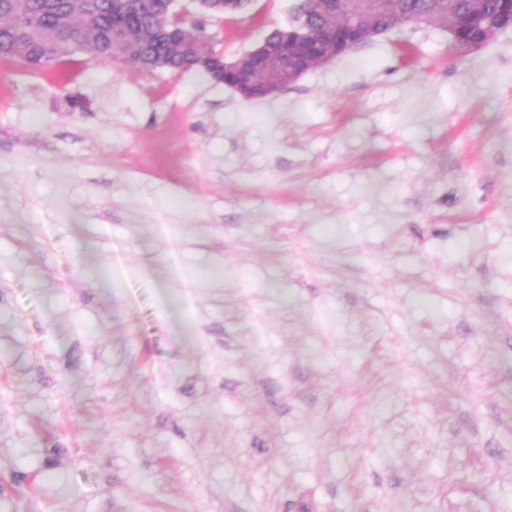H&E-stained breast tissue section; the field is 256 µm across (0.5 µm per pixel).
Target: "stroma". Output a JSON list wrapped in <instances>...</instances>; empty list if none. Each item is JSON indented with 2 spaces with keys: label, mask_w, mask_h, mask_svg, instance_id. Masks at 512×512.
<instances>
[{
  "label": "stroma",
  "mask_w": 512,
  "mask_h": 512,
  "mask_svg": "<svg viewBox=\"0 0 512 512\" xmlns=\"http://www.w3.org/2000/svg\"><path fill=\"white\" fill-rule=\"evenodd\" d=\"M0 512H512V29L255 101L0 60Z\"/></svg>",
  "instance_id": "stroma-1"
}]
</instances>
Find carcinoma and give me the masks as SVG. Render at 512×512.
<instances>
[{"mask_svg":"<svg viewBox=\"0 0 512 512\" xmlns=\"http://www.w3.org/2000/svg\"><path fill=\"white\" fill-rule=\"evenodd\" d=\"M467 15L468 0H397L416 17L428 6ZM172 0H0V57L49 70L90 55L143 71L195 69L224 82V56L205 27L175 18Z\"/></svg>","mask_w":512,"mask_h":512,"instance_id":"1","label":"carcinoma"}]
</instances>
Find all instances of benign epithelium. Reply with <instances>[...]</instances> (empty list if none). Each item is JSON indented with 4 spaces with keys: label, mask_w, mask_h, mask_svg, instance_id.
Returning a JSON list of instances; mask_svg holds the SVG:
<instances>
[{
    "label": "benign epithelium",
    "mask_w": 512,
    "mask_h": 512,
    "mask_svg": "<svg viewBox=\"0 0 512 512\" xmlns=\"http://www.w3.org/2000/svg\"><path fill=\"white\" fill-rule=\"evenodd\" d=\"M323 13L336 17V24L283 52L264 38L252 50L224 65V73L234 76L232 87L245 99L267 97L296 81L309 70L324 65L336 57L358 48L385 32L373 22L379 4L376 0H317ZM493 26L479 28L478 34L466 40L468 47L480 48L496 36L512 28V0H498ZM436 25L448 35L456 36L465 28L466 20L451 16L446 22L410 18H393L388 28L404 25Z\"/></svg>",
    "instance_id": "obj_1"
}]
</instances>
